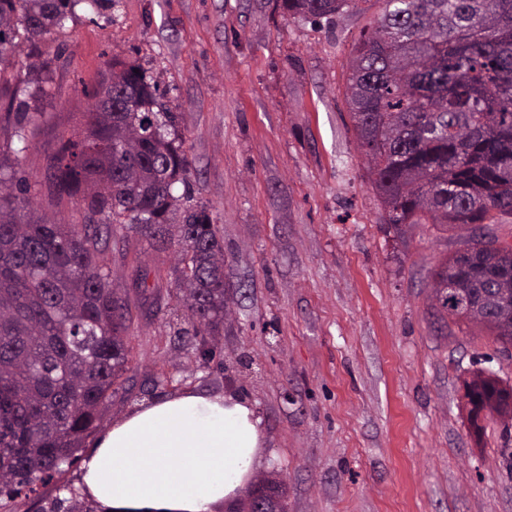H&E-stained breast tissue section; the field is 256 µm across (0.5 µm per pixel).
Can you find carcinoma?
<instances>
[{
    "label": "carcinoma",
    "mask_w": 512,
    "mask_h": 512,
    "mask_svg": "<svg viewBox=\"0 0 512 512\" xmlns=\"http://www.w3.org/2000/svg\"><path fill=\"white\" fill-rule=\"evenodd\" d=\"M368 0H283L294 18L318 23ZM354 43L345 87L367 171L398 236L415 224L468 228L469 260H445L432 276L443 316L489 330L512 346V247L486 248L487 225L512 215V0H381ZM111 0H0V99H8L0 148V495L38 492L73 464L102 406L129 370L127 299L97 256L112 233L134 230L152 247L175 238V277L139 276L137 287L178 290L189 333L215 344L224 331V237L190 201L177 116L155 82L114 58L87 92L84 128L51 158L58 197L81 213L59 224L37 213L19 167L37 123L28 86L13 73L17 39H51L75 8ZM183 193L174 195L175 185ZM182 212V221L173 216ZM481 233H476V230ZM286 489L259 479L233 512L285 509Z\"/></svg>",
    "instance_id": "1"
}]
</instances>
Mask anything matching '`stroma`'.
Returning <instances> with one entry per match:
<instances>
[{
  "label": "stroma",
  "mask_w": 512,
  "mask_h": 512,
  "mask_svg": "<svg viewBox=\"0 0 512 512\" xmlns=\"http://www.w3.org/2000/svg\"><path fill=\"white\" fill-rule=\"evenodd\" d=\"M369 20L350 10L294 20L282 0H117L100 14L76 8L55 41L21 42L14 72L42 118L20 162L40 212L77 218L46 167L116 57L159 84L193 202L224 235L220 369L196 338L175 335L182 303H143L134 286L137 268L169 271L175 247L113 236L100 263L132 308L131 363L83 452L140 405L233 395L261 419L253 473L283 480L287 512H512V431L473 416L465 397L477 369L512 387V357L487 331L439 319L432 272L462 239L430 224L396 239L353 131L347 61ZM38 59L52 76L41 87L29 68ZM82 467L0 512L83 501Z\"/></svg>",
  "instance_id": "stroma-1"
}]
</instances>
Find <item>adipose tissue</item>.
I'll use <instances>...</instances> for the list:
<instances>
[{
	"mask_svg": "<svg viewBox=\"0 0 512 512\" xmlns=\"http://www.w3.org/2000/svg\"><path fill=\"white\" fill-rule=\"evenodd\" d=\"M259 424L232 396L184 393L140 406L100 438L84 486L107 512H209L250 482Z\"/></svg>",
	"mask_w": 512,
	"mask_h": 512,
	"instance_id": "adipose-tissue-1",
	"label": "adipose tissue"
}]
</instances>
